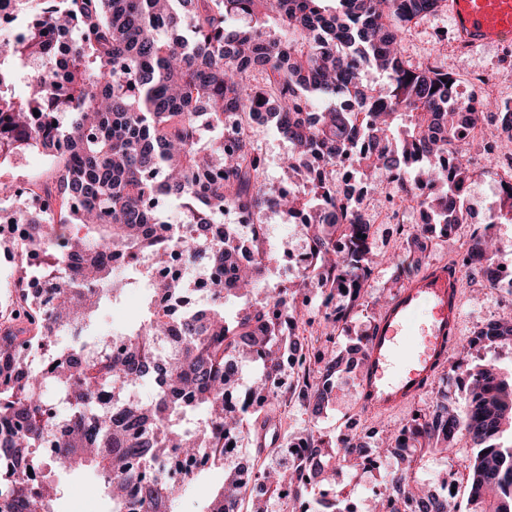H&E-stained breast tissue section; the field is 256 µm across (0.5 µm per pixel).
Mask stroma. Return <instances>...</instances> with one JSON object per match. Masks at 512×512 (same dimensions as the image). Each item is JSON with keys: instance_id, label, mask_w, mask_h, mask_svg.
<instances>
[{"instance_id": "obj_1", "label": "stroma", "mask_w": 512, "mask_h": 512, "mask_svg": "<svg viewBox=\"0 0 512 512\" xmlns=\"http://www.w3.org/2000/svg\"><path fill=\"white\" fill-rule=\"evenodd\" d=\"M401 53L409 61L418 62L436 59L438 64L447 66L458 83H465L474 70H492L502 76L500 93L502 97L512 98V52L504 53L502 48L485 46L466 52L459 51L454 43L451 22L446 13L439 12L412 25L401 44ZM469 159L481 182L480 188L465 195L468 221L461 227L462 235H469L476 225L484 223L490 207L495 200L498 187L496 162L491 161L482 144L475 143L466 149ZM265 223L278 227L276 244L272 249L274 260L270 266L269 283L278 286L288 282L289 276L283 267L281 258L285 250H301L304 237L301 229L285 215L276 211L267 212ZM378 253L382 259L375 266L367 293L369 299L358 306L356 313L348 320L346 335L337 338V348L356 341L369 331L376 320L379 310L373 307L371 300L379 296L383 289L391 286L395 277L409 278L415 274L401 240L384 233L378 237ZM464 305L462 336L468 337L478 326L489 321L512 320V295L499 288L488 287L485 280L475 278L464 286ZM357 374L342 371L336 375V384L332 401L320 416H311L299 404L274 402L267 406L278 427L280 446H287L289 439L308 434L335 435L341 417L348 412L360 409ZM473 454L466 441H457L453 448L441 454L426 455L421 463L419 476L426 486H435L440 470L448 464L461 471H468ZM60 493L55 507L57 512H110L103 495L86 497L75 494L79 485H98L99 480L91 469L84 468L61 474L58 478ZM224 481V472L219 468L204 471L174 504L175 512H204L210 498Z\"/></svg>"}]
</instances>
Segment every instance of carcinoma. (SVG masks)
I'll use <instances>...</instances> for the list:
<instances>
[{"label": "carcinoma", "instance_id": "1", "mask_svg": "<svg viewBox=\"0 0 512 512\" xmlns=\"http://www.w3.org/2000/svg\"><path fill=\"white\" fill-rule=\"evenodd\" d=\"M443 0H44L43 11L24 32L0 39V162L33 153L56 159L57 174L44 183L41 210L58 216L45 224L27 215V234L48 242L46 255L53 305L43 309L19 285L22 312L0 323V512H55V476L93 469L112 512H172L182 485L149 467L174 449L224 461V439L253 444L251 467L279 494L325 482L336 465H356L365 445L340 453L336 436L308 437L314 453L307 469L285 471L258 465L275 453L269 416L250 409L246 397L265 406L290 395L318 415L332 399L341 365L359 369L367 337L334 353L296 336L295 297L317 282L348 290L347 304L329 318L327 341L338 322L361 305L372 274L370 227L336 184L311 165L347 161L369 183H383L388 199L423 184L425 228L463 224L462 194L474 172L450 153L460 123L492 122L512 134V110L486 100L467 111L448 71L403 59L409 24L442 10ZM385 73L389 88L376 95L363 73ZM27 76V91L17 82ZM39 115H34V112ZM267 114L268 129L288 139L283 162L288 180L309 182L277 193L263 180L265 158L252 116ZM67 115L66 122L60 116ZM238 121L224 139V121ZM425 179H411L413 172ZM179 203L187 224L169 225L154 201ZM263 223L268 211L304 214L306 246L313 261L287 288L268 287L272 253L242 258L234 224L220 238L213 225L227 211ZM496 224H512V181L498 185L491 208ZM415 265L428 266L431 238L407 235ZM176 249L191 264L206 258L224 271L209 282L211 303L173 320L153 300L161 289L172 304L188 301L178 281L156 282L152 268ZM499 255L487 235L473 233L466 257L454 264L466 276L485 275L491 287ZM131 290L144 303L131 326L97 338L96 349H57L71 330H86L100 306ZM236 301L233 315L225 304ZM34 340L48 366L31 371L20 349ZM512 343V320L485 324L468 340L484 350ZM298 354L297 378L285 377L287 358ZM258 372L248 386L236 368ZM458 376L464 406L443 392L400 428L379 454H398L403 466L386 484L385 512H449L417 479L428 452H443L465 435L474 449L468 473V512H512V377L490 365L461 359ZM155 386L149 401L136 388ZM40 477L35 480L28 474ZM244 494L235 465L207 512H235Z\"/></svg>", "mask_w": 512, "mask_h": 512}]
</instances>
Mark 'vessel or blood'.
I'll return each instance as SVG.
<instances>
[{"mask_svg": "<svg viewBox=\"0 0 512 512\" xmlns=\"http://www.w3.org/2000/svg\"><path fill=\"white\" fill-rule=\"evenodd\" d=\"M463 48L512 39V0H446ZM463 276L442 261L411 276L373 325L360 378L369 412L393 415L413 405L448 363L462 328Z\"/></svg>", "mask_w": 512, "mask_h": 512, "instance_id": "1", "label": "vessel or blood"}]
</instances>
